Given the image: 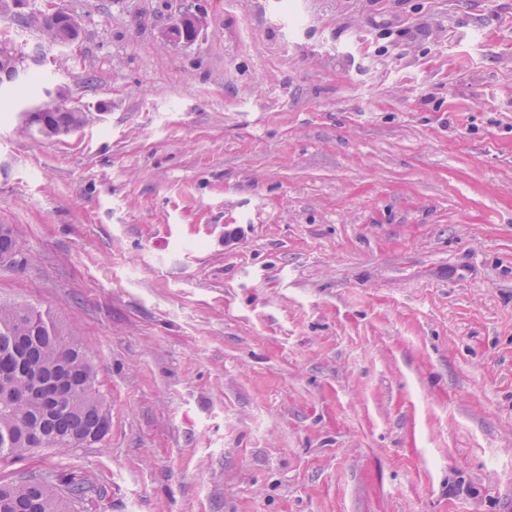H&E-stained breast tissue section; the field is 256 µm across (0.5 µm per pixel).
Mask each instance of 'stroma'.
I'll return each mask as SVG.
<instances>
[{
  "label": "stroma",
  "mask_w": 512,
  "mask_h": 512,
  "mask_svg": "<svg viewBox=\"0 0 512 512\" xmlns=\"http://www.w3.org/2000/svg\"><path fill=\"white\" fill-rule=\"evenodd\" d=\"M88 121H0V301L74 330L96 512H512V0H56ZM199 13L190 44L162 30ZM20 253V246L12 226L0 224V262L15 264Z\"/></svg>",
  "instance_id": "obj_1"
}]
</instances>
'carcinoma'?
Instances as JSON below:
<instances>
[{"label":"carcinoma","instance_id":"carcinoma-1","mask_svg":"<svg viewBox=\"0 0 512 512\" xmlns=\"http://www.w3.org/2000/svg\"><path fill=\"white\" fill-rule=\"evenodd\" d=\"M32 18L42 37L60 23L40 9L32 11ZM81 120L80 112H42L33 128L44 137L55 136ZM20 253L12 226L0 224V262L14 264ZM35 374L66 379L73 397L53 411L35 400H8L28 389ZM95 381L93 362L76 334L36 309L0 303V459L24 457L38 448H88L83 438L93 428L105 437L110 413ZM97 493L87 479L30 477L0 485V512H75L95 502Z\"/></svg>","mask_w":512,"mask_h":512}]
</instances>
